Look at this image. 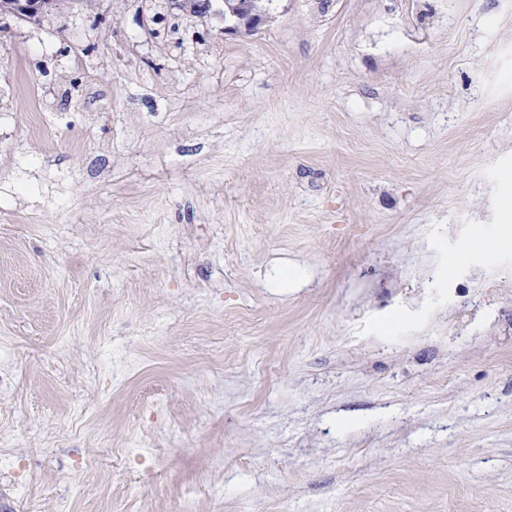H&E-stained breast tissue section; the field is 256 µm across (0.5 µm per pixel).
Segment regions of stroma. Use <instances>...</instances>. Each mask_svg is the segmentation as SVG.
I'll list each match as a JSON object with an SVG mask.
<instances>
[{"mask_svg": "<svg viewBox=\"0 0 512 512\" xmlns=\"http://www.w3.org/2000/svg\"><path fill=\"white\" fill-rule=\"evenodd\" d=\"M269 15L0 17V512H512V0ZM256 0H225L222 15L234 17L235 24L224 28V32H255L269 19L268 14L254 5Z\"/></svg>", "mask_w": 512, "mask_h": 512, "instance_id": "1", "label": "stroma"}]
</instances>
